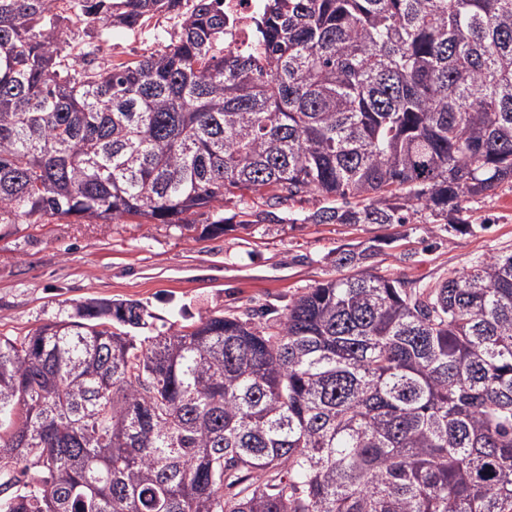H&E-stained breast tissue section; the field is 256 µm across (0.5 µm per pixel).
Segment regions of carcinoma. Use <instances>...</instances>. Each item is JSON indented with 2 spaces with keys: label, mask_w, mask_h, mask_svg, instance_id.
Instances as JSON below:
<instances>
[{
  "label": "carcinoma",
  "mask_w": 512,
  "mask_h": 512,
  "mask_svg": "<svg viewBox=\"0 0 512 512\" xmlns=\"http://www.w3.org/2000/svg\"><path fill=\"white\" fill-rule=\"evenodd\" d=\"M76 24L178 38L131 62ZM0 0V224L186 215L248 194L406 224L512 183V0ZM345 251L256 322L139 339L91 300L0 337V512H512V254L411 286ZM260 0H224V14L234 20L228 41L239 50L251 47L257 38L256 21L261 10ZM177 18L170 15L154 17L142 29L130 32L125 29L111 30L85 29L79 30L66 19L60 20V29L67 39V44L73 46L77 43H89L99 48L98 55L105 61L125 62L141 59L142 55L162 49L169 44L175 33L179 30ZM69 51V46L61 44Z\"/></svg>",
  "instance_id": "carcinoma-1"
}]
</instances>
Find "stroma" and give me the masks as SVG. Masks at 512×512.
<instances>
[{
  "instance_id": "1",
  "label": "stroma",
  "mask_w": 512,
  "mask_h": 512,
  "mask_svg": "<svg viewBox=\"0 0 512 512\" xmlns=\"http://www.w3.org/2000/svg\"><path fill=\"white\" fill-rule=\"evenodd\" d=\"M68 44L88 43L101 59L135 61L169 44L179 26L168 15L130 32L79 29L61 20ZM322 204L304 194L274 207L273 220L244 223L243 205L225 203L223 234L206 232L210 212L190 226L86 224L47 217L0 225V336L20 338L90 299L137 300L151 318L149 336L210 314L280 317L288 303L335 278L336 254L375 247L382 274L432 283L486 255L512 253V187L468 200L462 224L446 228L423 213L408 224H311Z\"/></svg>"
}]
</instances>
